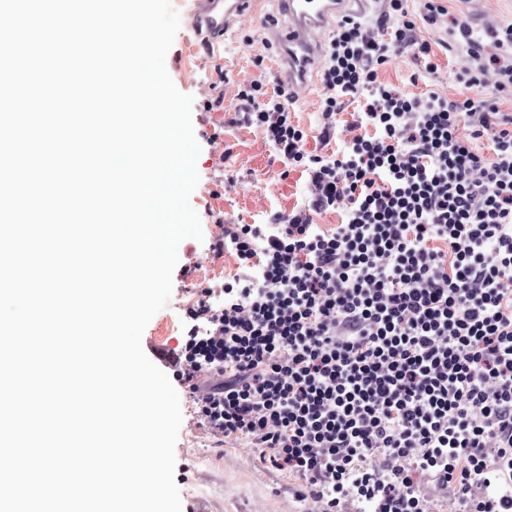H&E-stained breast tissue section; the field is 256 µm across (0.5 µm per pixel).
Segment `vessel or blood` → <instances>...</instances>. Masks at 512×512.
Listing matches in <instances>:
<instances>
[{"mask_svg":"<svg viewBox=\"0 0 512 512\" xmlns=\"http://www.w3.org/2000/svg\"><path fill=\"white\" fill-rule=\"evenodd\" d=\"M365 0H280L288 18L287 27L270 25L266 40L279 52L280 73L291 92L310 84L323 55L320 36L329 28L333 18L352 11ZM250 13V0H192L191 28L202 49Z\"/></svg>","mask_w":512,"mask_h":512,"instance_id":"b4317fda","label":"vessel or blood"}]
</instances>
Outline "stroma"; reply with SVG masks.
Returning <instances> with one entry per match:
<instances>
[{
  "label": "stroma",
  "mask_w": 512,
  "mask_h": 512,
  "mask_svg": "<svg viewBox=\"0 0 512 512\" xmlns=\"http://www.w3.org/2000/svg\"><path fill=\"white\" fill-rule=\"evenodd\" d=\"M172 6L180 15L181 27L166 67L175 86L193 98L192 123L201 152L200 180L190 202L200 216L203 238L185 239L178 247L171 297L143 333L142 347L147 352L156 346L174 350L184 334L185 311L197 304L201 288L221 285L238 274L231 250L218 253L210 247L223 236L225 225L266 223L273 213L302 206L308 196L306 175L289 171L260 128L235 120L237 94L245 85L259 81L270 92L280 84L279 55L263 40L269 22L287 21L280 0H258L253 16L244 17L209 52L190 47V0H172ZM448 9L483 31L512 23V0H450ZM416 34L431 44L441 65L438 74H426L411 51H394L378 71L380 81L406 92L457 97L460 87L455 76L468 65L469 57L464 51L448 49L447 22H418ZM259 56L264 59L260 65L255 62ZM323 98L317 81L290 108L294 122L307 134L308 150L329 154L341 150L349 139L351 115L360 104L346 99L336 133L326 143L321 138ZM178 395L182 424L175 447V481L182 512H193L202 503L210 512H315L311 503L296 496V480L260 461L249 442L218 446L198 425L188 390L179 388Z\"/></svg>",
  "instance_id": "stroma-1"
}]
</instances>
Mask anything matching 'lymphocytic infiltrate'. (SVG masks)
Wrapping results in <instances>:
<instances>
[{"label": "lymphocytic infiltrate", "mask_w": 512, "mask_h": 512, "mask_svg": "<svg viewBox=\"0 0 512 512\" xmlns=\"http://www.w3.org/2000/svg\"><path fill=\"white\" fill-rule=\"evenodd\" d=\"M385 2L375 23L343 17L329 44L324 135L345 98L362 102L339 152L307 150L285 88L239 91L243 122L307 175L309 198L265 224L225 225L216 245L240 272L186 310L173 377L199 425L250 441L317 512L350 499L421 512L422 476L459 512H512V114L500 110L512 24L484 32L444 0H422L417 17ZM442 17L471 59L456 76L463 94L381 82L393 50L437 74L416 28ZM339 205L341 224H314Z\"/></svg>", "instance_id": "f902f5d3"}]
</instances>
